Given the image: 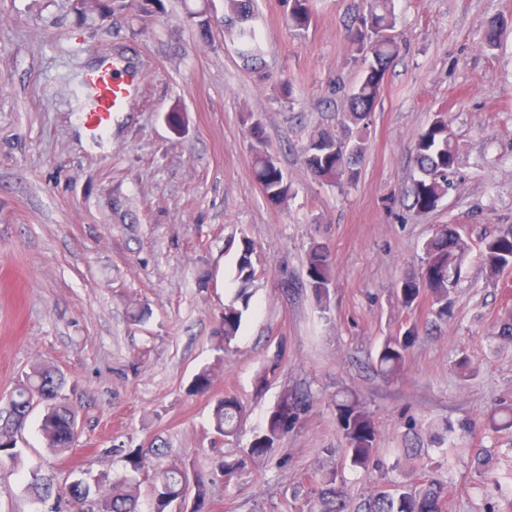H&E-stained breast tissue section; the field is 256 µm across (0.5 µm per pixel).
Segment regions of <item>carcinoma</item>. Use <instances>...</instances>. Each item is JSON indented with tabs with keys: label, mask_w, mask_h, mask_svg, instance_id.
I'll list each match as a JSON object with an SVG mask.
<instances>
[{
	"label": "carcinoma",
	"mask_w": 512,
	"mask_h": 512,
	"mask_svg": "<svg viewBox=\"0 0 512 512\" xmlns=\"http://www.w3.org/2000/svg\"><path fill=\"white\" fill-rule=\"evenodd\" d=\"M288 25L295 31L309 27L311 0H286ZM229 33L237 44L238 54L253 66L261 61V46L256 31L248 25L251 0H224ZM74 8L82 15L112 11V0H74ZM394 12L392 0H365V6L346 28L352 59L361 68L358 82L344 97L343 126L353 134L347 144L333 132L321 129L314 132L303 149L304 165L319 182L328 186H343L358 181L357 164L364 157L366 131L371 112L381 95L391 62L400 54L401 45L392 36ZM250 122L253 139V176L264 198L275 207L288 202L291 185L277 160L266 147L261 124ZM418 177L413 180L410 196L412 206L419 211L436 209L448 194L450 176L458 164V154L448 130L446 114L439 112L419 133L411 148ZM467 245L460 234L442 224L425 244L424 264L416 274L406 276L397 288L401 306L412 308L421 297L431 303V314L446 321L453 314L450 298L451 274L460 269V259ZM251 240L241 241L234 282V299L224 305V312L212 336L213 347L222 352L238 335L243 314L249 308L250 288L256 279ZM481 259L489 277L499 275L512 266V225L502 226L498 233L482 241ZM308 287L318 304L329 299L333 270L328 251L322 246L311 249L306 259ZM418 337V329L410 326L399 336L388 337L375 358V368L386 378L401 376L406 353ZM212 383V370L204 366L193 376L188 394H206ZM67 385L64 374L45 365H36L25 373L9 394L8 404L0 409V465L15 464L20 459L18 438L27 426L35 404L43 405L38 433L46 447L64 453L73 447L78 427L76 413L62 396ZM306 400L288 390L284 391L269 411L264 431L258 435L243 457L224 458L218 463L224 477L232 478L247 462L263 461L292 428ZM336 417L344 439L343 454L353 471H369L384 467L378 458V431L370 412L357 395L344 393L336 397ZM245 409L233 396L221 398L212 405L213 430L223 437H232L238 430ZM489 426L512 428V405L497 404L489 415ZM161 458L164 448H152L149 453L132 449L125 454L129 470L121 474L104 473L90 483L83 479L72 481L65 491V502L74 512H138L139 484L136 477L145 466L147 455ZM448 468V449H438V459L425 470L423 484H398L391 491H379L363 504L364 512H442L448 493V483L442 473ZM188 473L182 466L171 463L157 467L152 482L153 512H170L176 503L185 502ZM316 512H347L348 491L335 468L321 469L314 479Z\"/></svg>",
	"instance_id": "cac0c4a2"
}]
</instances>
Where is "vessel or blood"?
<instances>
[{"label":"vessel or blood","instance_id":"vessel-or-blood-1","mask_svg":"<svg viewBox=\"0 0 512 512\" xmlns=\"http://www.w3.org/2000/svg\"><path fill=\"white\" fill-rule=\"evenodd\" d=\"M136 86V75L125 64L103 61L85 77L76 105L78 117L95 135H103L113 113L124 110Z\"/></svg>","mask_w":512,"mask_h":512}]
</instances>
